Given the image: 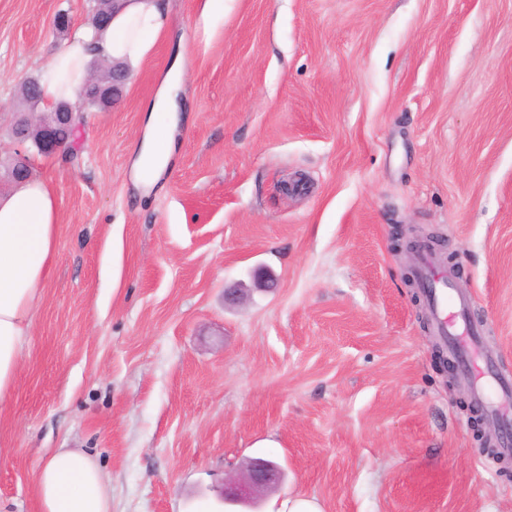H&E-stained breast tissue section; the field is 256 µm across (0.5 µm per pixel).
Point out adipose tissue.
Masks as SVG:
<instances>
[{"instance_id":"ef3b65f1","label":"adipose tissue","mask_w":512,"mask_h":512,"mask_svg":"<svg viewBox=\"0 0 512 512\" xmlns=\"http://www.w3.org/2000/svg\"><path fill=\"white\" fill-rule=\"evenodd\" d=\"M167 20L164 0H125L104 30L79 32L56 50L41 78L44 100L76 103L94 58L136 67ZM181 82V69H171L150 108L147 132L135 151V177L143 185H152L170 160ZM56 255L57 201L49 185L29 178L0 194V398L16 386L36 301ZM35 492L38 512H112L101 469L77 448L55 450L37 474Z\"/></svg>"}]
</instances>
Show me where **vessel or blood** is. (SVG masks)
I'll return each instance as SVG.
<instances>
[{
	"label": "vessel or blood",
	"instance_id": "1",
	"mask_svg": "<svg viewBox=\"0 0 512 512\" xmlns=\"http://www.w3.org/2000/svg\"><path fill=\"white\" fill-rule=\"evenodd\" d=\"M417 273L430 294L429 305L438 335L444 337L451 352L468 358L464 377L487 415L498 417L512 403V382L490 371L491 357L480 346L478 325L469 319L468 299L445 278L430 274L427 263H420Z\"/></svg>",
	"mask_w": 512,
	"mask_h": 512
}]
</instances>
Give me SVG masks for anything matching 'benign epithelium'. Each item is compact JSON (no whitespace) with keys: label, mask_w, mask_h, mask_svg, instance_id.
Listing matches in <instances>:
<instances>
[{"label":"benign epithelium","mask_w":512,"mask_h":512,"mask_svg":"<svg viewBox=\"0 0 512 512\" xmlns=\"http://www.w3.org/2000/svg\"><path fill=\"white\" fill-rule=\"evenodd\" d=\"M106 68L112 71V83L107 84L99 79L97 71L94 70L79 92L80 99L105 97L112 100L121 94L126 80L123 68L116 61L106 64ZM38 106V101H32L29 104V111L21 113L14 120L17 134L15 136L16 148L14 149L15 170L12 181L15 183L25 179L29 174V161L25 148L29 139L33 136L37 137L40 153L44 156H54L64 151L63 142L55 136L56 126L74 124V110L69 105H57L45 116L35 114V109ZM395 250L413 257L427 251L434 258L446 262L448 269L453 274H458L456 264L453 263V256L445 251V242L436 235L402 233L395 241ZM433 348L436 361L439 362L442 372L448 376V383L453 387L459 386L461 368L459 358L444 353L436 344L433 345ZM467 409L471 414L473 424L477 427V437L481 445L503 465V468H512V454L500 451L501 445L512 444V427L502 426L498 429V433L494 434L486 428V420L474 401L467 402ZM283 477L284 470L277 462L263 458L251 460L240 474L224 479L223 499L227 503L251 504L257 501L263 493L275 489Z\"/></svg>","instance_id":"1"}]
</instances>
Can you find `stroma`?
Here are the masks:
<instances>
[{
    "instance_id": "1",
    "label": "stroma",
    "mask_w": 512,
    "mask_h": 512,
    "mask_svg": "<svg viewBox=\"0 0 512 512\" xmlns=\"http://www.w3.org/2000/svg\"><path fill=\"white\" fill-rule=\"evenodd\" d=\"M166 3L75 153L30 156L58 254L0 400V512H38L57 448L96 458L112 512H246L222 483L256 457L285 471L256 512H512L392 246L398 225L444 239L512 374V0ZM89 10L0 0V162L21 85L69 38L55 14ZM176 60L177 149L147 189L133 147Z\"/></svg>"
}]
</instances>
